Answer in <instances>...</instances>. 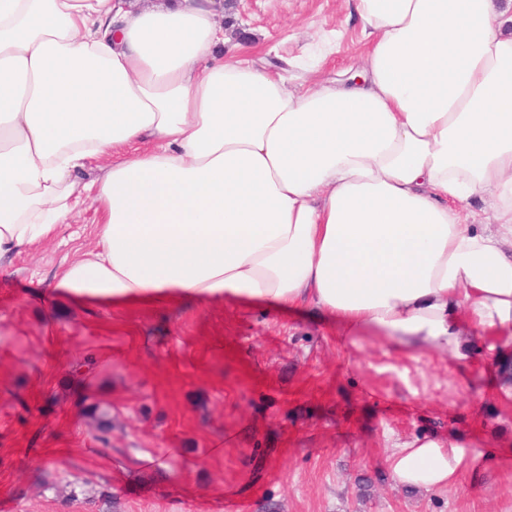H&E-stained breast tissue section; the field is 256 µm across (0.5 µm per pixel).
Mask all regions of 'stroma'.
I'll use <instances>...</instances> for the list:
<instances>
[{
  "label": "stroma",
  "instance_id": "1",
  "mask_svg": "<svg viewBox=\"0 0 512 512\" xmlns=\"http://www.w3.org/2000/svg\"><path fill=\"white\" fill-rule=\"evenodd\" d=\"M225 36L289 85L362 73L346 0H236ZM343 36L320 60L315 46ZM86 204L0 271V497L16 512H185L216 499L242 512H512V352L447 355L341 340L315 310L276 314L186 302L122 313L47 299L52 276L98 245ZM112 416L94 451L93 407ZM455 437L456 487L408 491L386 466L394 439ZM48 469H41V462Z\"/></svg>",
  "mask_w": 512,
  "mask_h": 512
}]
</instances>
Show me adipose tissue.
Here are the masks:
<instances>
[{
	"label": "adipose tissue",
	"instance_id": "adipose-tissue-1",
	"mask_svg": "<svg viewBox=\"0 0 512 512\" xmlns=\"http://www.w3.org/2000/svg\"><path fill=\"white\" fill-rule=\"evenodd\" d=\"M353 10L365 79L292 88L225 57L217 0H0V269L88 200L99 245L56 294L313 308L458 361L468 328L512 343V0ZM386 462L431 491L465 455L415 438Z\"/></svg>",
	"mask_w": 512,
	"mask_h": 512
}]
</instances>
